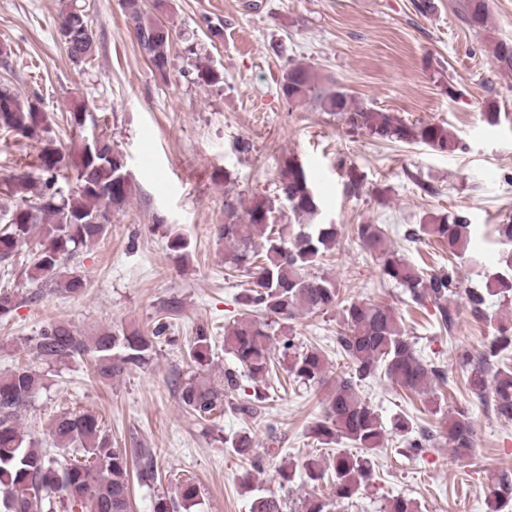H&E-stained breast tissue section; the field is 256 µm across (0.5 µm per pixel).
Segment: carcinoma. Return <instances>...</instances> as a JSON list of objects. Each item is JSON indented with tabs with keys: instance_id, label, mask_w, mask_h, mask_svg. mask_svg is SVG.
<instances>
[{
	"instance_id": "obj_1",
	"label": "carcinoma",
	"mask_w": 512,
	"mask_h": 512,
	"mask_svg": "<svg viewBox=\"0 0 512 512\" xmlns=\"http://www.w3.org/2000/svg\"><path fill=\"white\" fill-rule=\"evenodd\" d=\"M126 20L134 23V35L141 53L147 55L155 77H167L171 61V30L148 14L143 0H122ZM456 14L469 28L486 32L487 51L495 68L512 73V40L500 39L491 31L489 0H459ZM59 34L70 58L81 63L95 51V34L85 8L69 0L59 15ZM198 83L213 85L224 80V73L204 62L195 66ZM314 68L293 64L283 75L280 90L290 102L316 100L326 112L341 121L349 133H362L379 140L420 142L440 152L453 153L458 141L448 128L430 122L408 123L392 112L357 103L338 91L324 95ZM48 117L36 97L26 100L6 88L0 89V130L21 138H38L46 131ZM48 144L37 156L38 177L29 173L11 175L3 181L6 191L16 197L6 214L8 227L0 231V261L16 255L27 243L34 228L40 229V242L29 265L22 269L27 281L52 285L62 295L78 296L86 288L83 278L64 271V264L84 247L102 239L112 213L123 209L131 194V183H113L125 172L123 155L109 137L100 140V150L83 138L75 149V159L50 161ZM75 183L68 191L63 185ZM279 184L288 201L299 231L290 236L275 228L272 204L264 199L251 202L245 214L228 202L224 223L217 237L227 249L224 263L248 274L247 288L239 293L238 304L246 311L264 312L271 322L248 316L224 327V348L230 351L253 381H266L280 365L294 380L304 384L324 381L326 360L316 348L299 349L289 321L296 313H316L338 309L339 331L336 351L347 360L350 372L336 381L326 400L322 418L313 427L319 438L346 440L365 451L379 447L387 434L381 417L364 397L361 383L379 373L393 383L416 393H428L435 384L448 381L445 368L415 353L402 329L403 320L394 308L372 302L340 299L335 280L316 273L326 253L335 248L338 237L334 224H307L318 211L317 198L307 172L293 157H286L279 169ZM106 223H99L101 216ZM354 232L359 246L377 262L382 277L409 293L423 305L430 303L435 319L446 332L454 328L458 310L452 296L459 282L453 269L426 270L391 249L377 224H357ZM473 228L460 212L429 214L422 222L405 230L412 243L436 240L448 247L452 256L463 254ZM501 271L490 275L479 288L463 289V300L476 321L489 318L490 301L512 299V249L499 255ZM24 299L19 293L0 287V321L11 316ZM168 328L157 323L147 335L136 327L102 330L81 336L68 323H52L39 335L24 339L22 349L37 361L61 363L91 353L96 371L103 379L122 375L132 367H143L154 356V339ZM212 337L200 330L187 348L190 361L201 366L210 360ZM512 353V322L499 323L497 334L482 351L459 354V366L467 373L471 393L480 401L490 399L498 419L512 421V365L500 362L503 353ZM44 386L43 378L28 366H18L0 375V506L3 512H55V497L65 493L72 506L87 512H129L130 464L138 467L144 483L156 480L158 471L147 448H114L101 421L91 413L62 414L52 422L49 435L53 447L76 451L80 458L60 468L41 440L24 430L20 415L28 401ZM224 392L196 378L184 381L178 389L181 406L200 420H208L223 405ZM393 429L408 436L407 447L418 452L446 445L454 457L465 459L473 451V425L468 411L458 409L443 414L433 428L413 425L408 418L396 420ZM239 456L256 470L262 458L254 453L252 439L241 435L231 443ZM307 479L317 481L331 472L338 499H350L372 479L371 461L365 456L341 452L324 465L309 458L302 463ZM488 512H512V470L497 474L489 486ZM250 512H284L283 501L273 493L254 496ZM386 512H419L415 500L396 497Z\"/></svg>"
}]
</instances>
